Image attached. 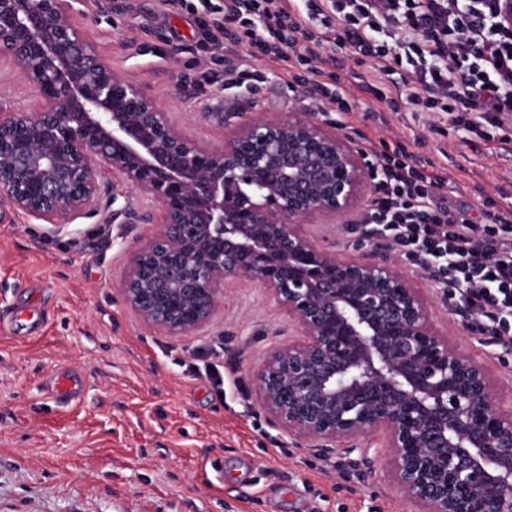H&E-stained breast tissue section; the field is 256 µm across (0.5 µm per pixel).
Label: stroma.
Here are the masks:
<instances>
[{"label":"stroma","mask_w":512,"mask_h":512,"mask_svg":"<svg viewBox=\"0 0 512 512\" xmlns=\"http://www.w3.org/2000/svg\"><path fill=\"white\" fill-rule=\"evenodd\" d=\"M87 40L140 84L187 136L223 147L265 115L313 112L306 86L277 71L251 93L214 87L187 97L207 51L191 10L163 14L161 0H72ZM344 89L370 107L337 122L360 148L406 143L417 165L448 174L450 208L480 218L486 205L512 208V126L480 138L451 124L429 133L395 109L399 85L337 57ZM97 212L60 230L20 214L0 224V512H414L391 485L384 453L362 455L364 438L328 451L297 446L258 406L252 373L293 328L261 288L228 279L211 321L189 336L145 326L120 294L127 255L160 227V208L115 174ZM341 258L375 251L428 302L432 321L460 353L484 364L512 407V344L465 329L458 305L431 275L363 237L355 224L305 227ZM224 366L216 395L203 366ZM61 367L82 370L85 391L66 404L45 391Z\"/></svg>","instance_id":"35a3bbf8"}]
</instances>
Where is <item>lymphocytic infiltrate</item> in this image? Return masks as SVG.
Listing matches in <instances>:
<instances>
[{"label":"lymphocytic infiltrate","instance_id":"lymphocytic-infiltrate-1","mask_svg":"<svg viewBox=\"0 0 512 512\" xmlns=\"http://www.w3.org/2000/svg\"><path fill=\"white\" fill-rule=\"evenodd\" d=\"M499 0H201V44L210 50L200 82L225 93L251 91L266 68L305 65L318 109L352 112L354 101L332 71L337 52L402 70L415 112L447 115L474 130L473 116L512 122V26ZM244 54L232 55V47ZM382 175L358 218L370 238L430 272L494 335L512 342V209L478 224L444 202L448 179L418 167L403 144L378 151Z\"/></svg>","mask_w":512,"mask_h":512}]
</instances>
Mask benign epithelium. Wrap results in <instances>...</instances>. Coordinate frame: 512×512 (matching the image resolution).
<instances>
[{"label":"benign epithelium","instance_id":"7a95c632","mask_svg":"<svg viewBox=\"0 0 512 512\" xmlns=\"http://www.w3.org/2000/svg\"><path fill=\"white\" fill-rule=\"evenodd\" d=\"M0 51L40 98L0 113L1 224H70L117 174L162 211L120 282L146 326L187 336L227 279L265 289L295 339L254 371L258 403L296 444L373 436L417 512H512V412L486 367L396 268L340 258L304 230L344 224L365 200L373 169L343 134L297 112L203 145L85 41L70 0H0Z\"/></svg>","mask_w":512,"mask_h":512}]
</instances>
